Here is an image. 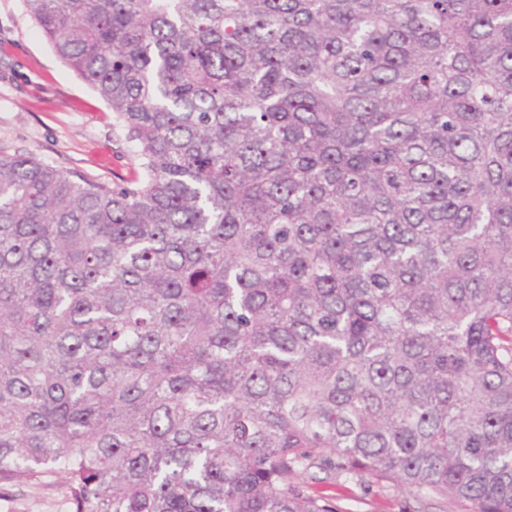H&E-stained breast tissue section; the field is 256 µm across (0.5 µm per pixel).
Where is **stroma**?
Listing matches in <instances>:
<instances>
[{
	"instance_id": "1",
	"label": "stroma",
	"mask_w": 512,
	"mask_h": 512,
	"mask_svg": "<svg viewBox=\"0 0 512 512\" xmlns=\"http://www.w3.org/2000/svg\"><path fill=\"white\" fill-rule=\"evenodd\" d=\"M0 151L42 161L105 182L129 179L133 147L113 124L111 107L56 56L26 15L22 0H0ZM307 493L335 512H471L469 504L417 501L384 481L360 483L312 470ZM0 512H73L61 476L0 488Z\"/></svg>"
}]
</instances>
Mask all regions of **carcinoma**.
<instances>
[{
	"label": "carcinoma",
	"mask_w": 512,
	"mask_h": 512,
	"mask_svg": "<svg viewBox=\"0 0 512 512\" xmlns=\"http://www.w3.org/2000/svg\"><path fill=\"white\" fill-rule=\"evenodd\" d=\"M137 173L0 152V486L512 512V0H23ZM304 489L327 498L335 512H472L467 503L431 496L416 501L386 481L360 483L330 477L318 469H312Z\"/></svg>",
	"instance_id": "carcinoma-1"
}]
</instances>
